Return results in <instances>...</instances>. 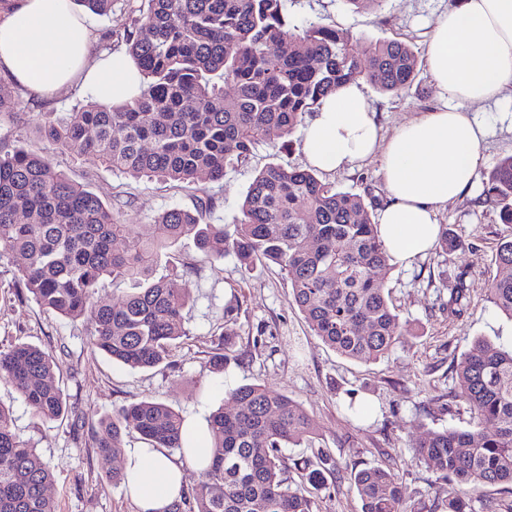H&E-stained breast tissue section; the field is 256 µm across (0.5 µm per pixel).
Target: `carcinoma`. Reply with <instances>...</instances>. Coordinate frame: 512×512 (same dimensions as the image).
Here are the masks:
<instances>
[{
    "label": "carcinoma",
    "instance_id": "1",
    "mask_svg": "<svg viewBox=\"0 0 512 512\" xmlns=\"http://www.w3.org/2000/svg\"><path fill=\"white\" fill-rule=\"evenodd\" d=\"M74 2L97 15L112 11L113 0ZM126 45L144 78L139 95L46 112L33 134L54 151L93 154L133 179L185 188L224 180L226 168L248 164L258 145L291 135L304 114L343 85L365 81L398 94L416 76L408 45L379 41L362 57L346 29L290 24L282 0H149ZM484 197L501 223L512 224V156L489 173ZM215 206L205 193L192 211L168 209L144 238L112 204L56 169L46 152L0 150V253L20 258V287L44 309L86 320L91 345L115 362L154 368L186 335L190 289L154 277L162 253L183 238L206 256L278 266L313 334L346 358L377 361L403 337L385 288L389 256L360 196L321 182L311 168L272 163L256 174L234 223H210ZM494 265L486 297L512 319V239L497 244ZM106 277L141 288L117 306L101 303L95 295ZM59 372L55 356L38 346L0 349V374L41 418L68 413ZM456 375L469 428L426 432L414 459L448 481L447 512H472L480 487L512 486V349L477 338ZM227 404L209 418L210 465L168 512H316L317 492L329 487L336 463L320 449L317 462L296 466L301 482L294 483L282 456L288 445L316 435L310 415L259 381L234 389ZM183 427L171 407L141 401L99 419L92 438L105 457L122 454L127 430L173 451L183 448ZM52 477L0 406V512H55L45 494ZM351 480L361 512H407L391 470L367 465Z\"/></svg>",
    "mask_w": 512,
    "mask_h": 512
}]
</instances>
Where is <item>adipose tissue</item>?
Instances as JSON below:
<instances>
[{"label": "adipose tissue", "mask_w": 512, "mask_h": 512, "mask_svg": "<svg viewBox=\"0 0 512 512\" xmlns=\"http://www.w3.org/2000/svg\"><path fill=\"white\" fill-rule=\"evenodd\" d=\"M94 33L72 0H0V75L21 91L52 96L81 82L102 102L137 96L144 79L121 50L97 57ZM428 68L441 109L426 112L382 138L358 84L327 97L304 131L309 164L341 170L378 159L388 200L378 234L389 257L411 263L436 244L437 214L470 188L487 131L469 105L512 89V0H458L437 19L427 45ZM180 459L137 448L124 461L127 489L140 512H166L181 495L186 467L204 469L210 441L188 427Z\"/></svg>", "instance_id": "ef3b65f1"}]
</instances>
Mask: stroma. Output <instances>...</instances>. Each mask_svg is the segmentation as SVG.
<instances>
[{"label":"stroma","instance_id":"obj_1","mask_svg":"<svg viewBox=\"0 0 512 512\" xmlns=\"http://www.w3.org/2000/svg\"><path fill=\"white\" fill-rule=\"evenodd\" d=\"M454 2L381 0L375 9L357 10L345 0H284V8L292 25L320 22L351 31L361 53L376 41L395 40L412 48L417 71L409 88L393 94L366 82L361 85L378 116L380 134L387 138L402 124L442 105L426 49L437 17ZM148 5V0H114L109 15L91 14L87 20L95 34L112 32L113 48L122 49L124 33ZM90 97L78 86L50 100L15 88L1 94L0 144L13 146L21 140L28 149L42 150V142L28 135L42 113L75 112ZM469 112L487 129L478 177L437 216L441 229L453 233L458 245L446 253L433 248L408 265L391 263L385 287L407 336L376 362L342 357L314 336L278 268L260 261L244 268L231 255L210 259L186 240L162 257L156 273L176 277L181 287L190 289L188 335L174 349L171 365L134 370L94 350L84 320L42 309L15 281L17 257L0 255V347L27 342L52 351L61 364L59 383L69 414L60 420L34 415L11 383L0 378V405L10 408L15 433L52 467L46 495L57 512H138L126 486L112 482L111 473L121 467V459L102 456L93 446L91 427L99 418L130 403L154 401L201 428L213 411L225 406L233 389L254 380L300 403L317 425L312 444L283 451L292 466L291 478L300 476L295 463L314 458L320 449L337 465L329 490L318 495V512H361L350 472L365 463L393 471L405 490L408 512H430L440 505L448 483L414 461V447L426 430L468 428L470 413L455 396V369L472 341L487 338L512 347V319L485 296L496 244L512 234V226L501 223L483 200L488 174L512 155V94L472 105ZM50 158L72 180L112 203L144 236L151 234L155 216L174 207L192 208L195 202L193 190L126 177L91 154L54 152ZM271 162L307 167L302 129H295L285 144L258 146L247 165L226 169L222 183H205L207 193L218 201L211 223H231L255 173ZM317 176L337 190L361 196L373 215L388 197L375 160L350 170H321ZM458 286L465 288L466 299L461 315L452 317L449 291ZM229 305L237 306L238 315L228 324L224 309ZM221 339L233 359L217 369L210 356ZM354 400L366 403L368 413L351 410Z\"/></svg>","mask_w":512,"mask_h":512}]
</instances>
